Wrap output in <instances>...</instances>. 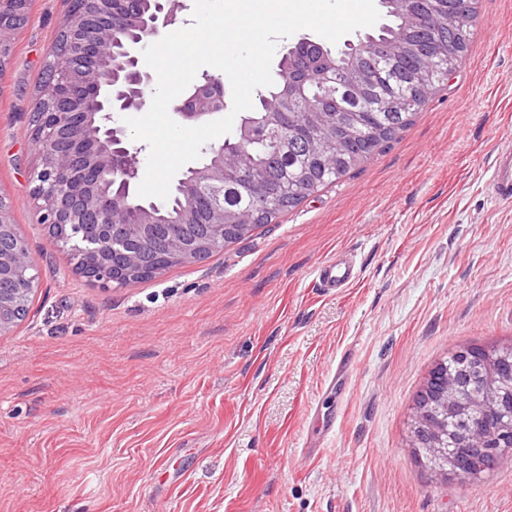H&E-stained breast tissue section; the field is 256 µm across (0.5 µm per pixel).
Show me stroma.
Wrapping results in <instances>:
<instances>
[{"mask_svg": "<svg viewBox=\"0 0 512 512\" xmlns=\"http://www.w3.org/2000/svg\"><path fill=\"white\" fill-rule=\"evenodd\" d=\"M467 56L368 162L246 239L154 278L76 274L31 196L30 113L70 0H32L0 71V196L35 264L0 333V512H512L408 442L457 348L512 340V0H475ZM355 256L353 288L313 270ZM493 186L496 195L503 200H512V150L507 149L499 154L494 168Z\"/></svg>", "mask_w": 512, "mask_h": 512, "instance_id": "35a3bbf8", "label": "stroma"}]
</instances>
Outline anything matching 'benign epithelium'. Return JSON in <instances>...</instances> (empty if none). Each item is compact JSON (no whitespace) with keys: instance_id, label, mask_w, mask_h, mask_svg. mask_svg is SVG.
<instances>
[{"instance_id":"1","label":"benign epithelium","mask_w":512,"mask_h":512,"mask_svg":"<svg viewBox=\"0 0 512 512\" xmlns=\"http://www.w3.org/2000/svg\"><path fill=\"white\" fill-rule=\"evenodd\" d=\"M31 0H0V72L25 23ZM124 0H76L64 17L55 43L51 82L31 119V137L40 144L31 171L32 196L48 225L52 243L75 263L79 275L102 287L150 278L167 265L191 264L244 234L250 225L224 219V150L202 167H189L182 231L164 237L154 231L155 206H125L123 196L101 185L107 178L120 186L141 180L136 152L123 112L150 103L154 76L142 63V51L175 23L177 13L158 4L128 41L119 36L115 4ZM437 9L462 23L448 28V55L460 48V35L478 24L471 0H440ZM219 103L195 82L172 111L185 121L217 112ZM208 203L210 222L197 220L195 202ZM37 274L14 224L13 207L0 197V332L16 325L20 302L36 287ZM433 371L444 389L424 386L416 402L409 440L420 455L435 461L434 471L464 482L481 474L457 468V452L448 447V420L474 404V395L512 404V376L486 374L485 363L472 366L457 350Z\"/></svg>"}]
</instances>
